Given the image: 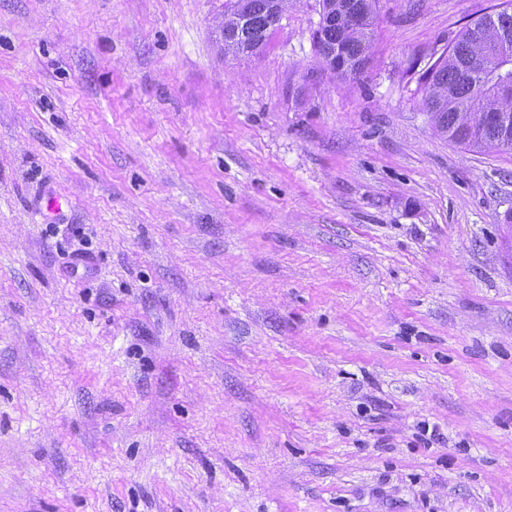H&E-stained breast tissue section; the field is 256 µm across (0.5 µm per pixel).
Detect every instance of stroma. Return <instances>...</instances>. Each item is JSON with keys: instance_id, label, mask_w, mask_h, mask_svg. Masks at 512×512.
Segmentation results:
<instances>
[{"instance_id": "1", "label": "stroma", "mask_w": 512, "mask_h": 512, "mask_svg": "<svg viewBox=\"0 0 512 512\" xmlns=\"http://www.w3.org/2000/svg\"><path fill=\"white\" fill-rule=\"evenodd\" d=\"M234 2L0 0V512H512V152L421 79L503 0L354 80ZM248 1V13L244 8L245 1H237V7L228 13L226 21H234L237 27H242L248 20L247 27L243 30V35H237L233 28L224 27V15L222 16L221 29L224 30V54H233L235 56L240 55L238 51L237 38L245 40H253L258 38L262 40V45H256L254 47L247 48L245 53H257L260 52L266 45L270 32L275 28L274 21L271 19L270 14L274 19H279L284 11V5L281 0H247ZM270 14H269V12ZM261 45V47H260ZM260 48V49H259Z\"/></svg>"}]
</instances>
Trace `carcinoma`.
<instances>
[{"label": "carcinoma", "mask_w": 512, "mask_h": 512, "mask_svg": "<svg viewBox=\"0 0 512 512\" xmlns=\"http://www.w3.org/2000/svg\"><path fill=\"white\" fill-rule=\"evenodd\" d=\"M376 0H336V15L323 19L313 42L330 74L357 77L369 62L375 36ZM243 34L224 29V53L239 55L238 39L267 42L275 28L267 0H248ZM493 46L512 56V11L477 19L436 59L425 75L424 107L435 130L449 141L479 152L512 151V59L502 58L499 75L484 68Z\"/></svg>", "instance_id": "1"}]
</instances>
